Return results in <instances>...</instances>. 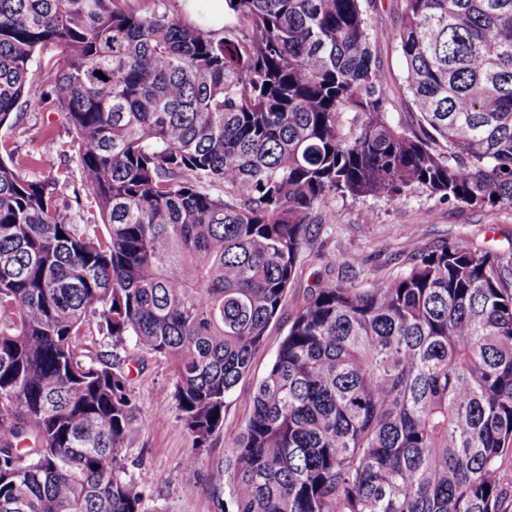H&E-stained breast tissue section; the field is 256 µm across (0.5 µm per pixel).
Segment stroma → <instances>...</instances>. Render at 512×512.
I'll use <instances>...</instances> for the list:
<instances>
[{
	"label": "stroma",
	"instance_id": "stroma-1",
	"mask_svg": "<svg viewBox=\"0 0 512 512\" xmlns=\"http://www.w3.org/2000/svg\"><path fill=\"white\" fill-rule=\"evenodd\" d=\"M398 12V0H375L372 39L377 60L391 81L388 115L393 123L414 129L418 119L403 82L404 61L392 37ZM1 147L19 158L34 156L28 176L58 179L59 202L68 213H89L91 199L81 181L77 144L63 112L50 105L38 111L18 108L16 121L0 127ZM311 231L281 314L255 354L250 373L228 401L225 431L240 427L250 414L257 382L273 362L307 290L317 282L343 275L365 288L405 272L415 249L458 239L503 259L512 258V208L475 209L443 202L416 186L394 197L327 196L313 214ZM126 350L124 368L130 373L131 389L142 414L152 419L149 428L132 433L124 444L126 470L144 490L147 512H215L205 484L213 464L225 456L223 433L198 450L199 466L185 467L194 441L175 402L165 398L173 388L166 361L131 342Z\"/></svg>",
	"mask_w": 512,
	"mask_h": 512
}]
</instances>
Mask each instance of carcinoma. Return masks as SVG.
Returning <instances> with one entry per match:
<instances>
[{"label":"carcinoma","instance_id":"1","mask_svg":"<svg viewBox=\"0 0 512 512\" xmlns=\"http://www.w3.org/2000/svg\"><path fill=\"white\" fill-rule=\"evenodd\" d=\"M401 2L417 131L388 116L369 0H224L220 37L120 0H0V127L64 112L104 226L0 158V512H146L123 445L149 420L85 337L164 357L202 447L325 197L512 207V0ZM224 447L218 512H500L512 263L460 239L311 290Z\"/></svg>","mask_w":512,"mask_h":512}]
</instances>
